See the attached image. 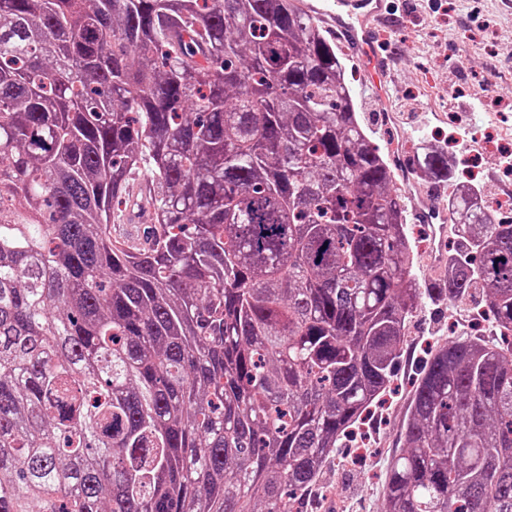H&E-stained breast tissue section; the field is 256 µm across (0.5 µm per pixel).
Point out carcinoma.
<instances>
[{
	"instance_id": "1",
	"label": "carcinoma",
	"mask_w": 512,
	"mask_h": 512,
	"mask_svg": "<svg viewBox=\"0 0 512 512\" xmlns=\"http://www.w3.org/2000/svg\"><path fill=\"white\" fill-rule=\"evenodd\" d=\"M417 160L455 230L428 284L299 0H0V512H303L422 308L512 335V220ZM400 442L384 512H512V347L439 343ZM134 218L136 224H111L110 233L113 238L125 240L128 244H134L142 235L144 224H147L149 218L146 215H137Z\"/></svg>"
}]
</instances>
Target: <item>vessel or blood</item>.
<instances>
[{"label": "vessel or blood", "mask_w": 512, "mask_h": 512, "mask_svg": "<svg viewBox=\"0 0 512 512\" xmlns=\"http://www.w3.org/2000/svg\"><path fill=\"white\" fill-rule=\"evenodd\" d=\"M302 8L344 33L368 72L376 99L384 100L390 59L379 47L376 26L389 16L387 0H303ZM147 222V216L139 215L134 223L111 225L110 233L115 239L133 244Z\"/></svg>", "instance_id": "obj_1"}]
</instances>
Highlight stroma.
<instances>
[{
    "mask_svg": "<svg viewBox=\"0 0 512 512\" xmlns=\"http://www.w3.org/2000/svg\"><path fill=\"white\" fill-rule=\"evenodd\" d=\"M397 23L380 30V47L391 57L388 108H381L366 86L350 46L337 49L353 73L354 95L377 141L395 137L405 143L424 135L436 143L451 137L466 140L453 151L459 168L489 128L512 135V15L495 0H391ZM473 333L470 317L445 305L418 313L408 325L411 358L406 361L373 433L372 463L352 466L335 460L322 481L347 498L350 512H382L385 464L400 446L399 432L411 396L416 361L427 345L444 341L449 324Z\"/></svg>",
    "mask_w": 512,
    "mask_h": 512,
    "instance_id": "1",
    "label": "stroma"
}]
</instances>
